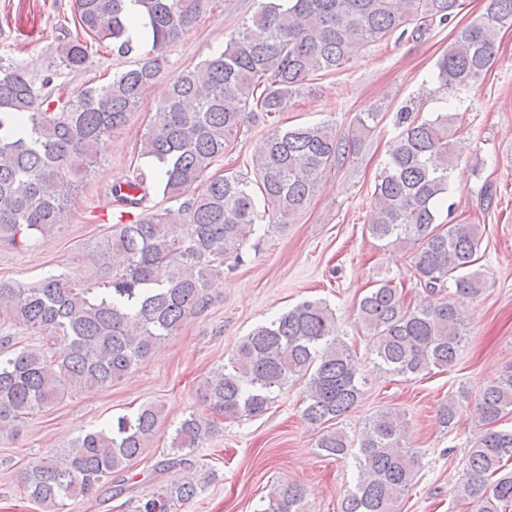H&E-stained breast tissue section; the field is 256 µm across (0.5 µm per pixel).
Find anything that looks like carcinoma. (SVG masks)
I'll return each mask as SVG.
<instances>
[{"instance_id": "carcinoma-1", "label": "carcinoma", "mask_w": 512, "mask_h": 512, "mask_svg": "<svg viewBox=\"0 0 512 512\" xmlns=\"http://www.w3.org/2000/svg\"><path fill=\"white\" fill-rule=\"evenodd\" d=\"M145 16L151 50L112 81L69 91L46 78L37 84L20 68L0 69V241L14 245L62 223L84 177L98 159L104 138L125 126L147 88L162 72L164 49L196 24L209 0H133ZM459 0H263L224 50L188 66L170 83L141 142V156L161 165L162 175L136 168L112 186L123 217L141 213L97 242L86 254L89 277L51 274L33 285L0 278V320L33 332L45 343L13 348L0 341V428L23 422L68 393L105 388L124 377L191 315L209 304L208 277L238 254L258 218L287 224L314 195L323 174L342 166L372 130L376 112H365L344 136L323 124L276 128L267 133L252 174L208 175L246 121H274L312 81L343 66L354 48L395 33L419 34L434 21L453 18ZM81 32L60 45V65L78 70L92 46L126 57L141 44L128 34L127 0H74ZM512 26V0H490L487 11L456 30L436 64L438 90H468L494 63L497 30ZM401 133L389 146L373 192L369 235L381 248L418 245L417 284L431 299L410 308L391 279L377 281L358 306V323L369 337V354L385 374L406 379L455 366L465 336L453 296L478 297L484 274L473 268L482 233L479 224L436 223L448 202L454 166L453 138L462 112L422 119L400 109ZM196 192L189 189L196 183ZM180 202L187 229L167 212L142 209L150 192ZM63 340L59 355L52 346ZM306 380L304 413L321 429L325 455L352 460L356 471L342 512H398L414 483L417 456L409 428L393 409L365 424L358 450L332 422L361 397L358 362L338 338L336 318L321 301H303L255 327L236 345L228 365L211 373L198 396L223 419L257 416L295 379ZM460 403L452 395L439 409L453 428ZM512 370L487 385L475 407L483 429L468 450L451 489L472 512H512ZM160 416L144 406L106 428L90 430L58 456L27 467L22 482L38 503L86 497L136 460ZM217 430L215 419L194 415L175 429L181 453ZM190 475L142 500L138 512H178L202 483ZM256 512H306L296 483L274 485Z\"/></svg>"}]
</instances>
